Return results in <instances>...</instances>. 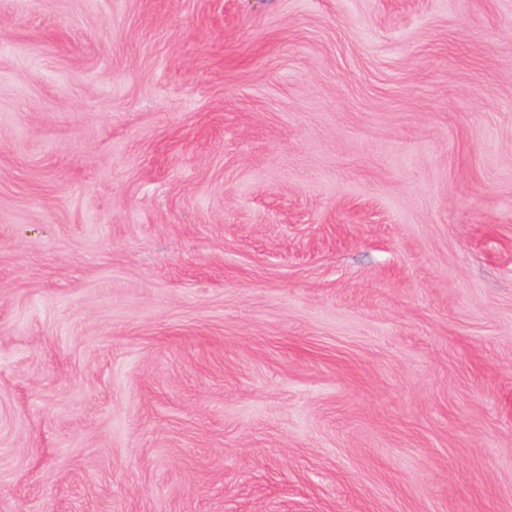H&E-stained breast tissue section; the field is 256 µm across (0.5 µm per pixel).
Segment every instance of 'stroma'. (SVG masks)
Listing matches in <instances>:
<instances>
[{
  "mask_svg": "<svg viewBox=\"0 0 512 512\" xmlns=\"http://www.w3.org/2000/svg\"><path fill=\"white\" fill-rule=\"evenodd\" d=\"M0 512H512V0H0Z\"/></svg>",
  "mask_w": 512,
  "mask_h": 512,
  "instance_id": "1",
  "label": "stroma"
}]
</instances>
